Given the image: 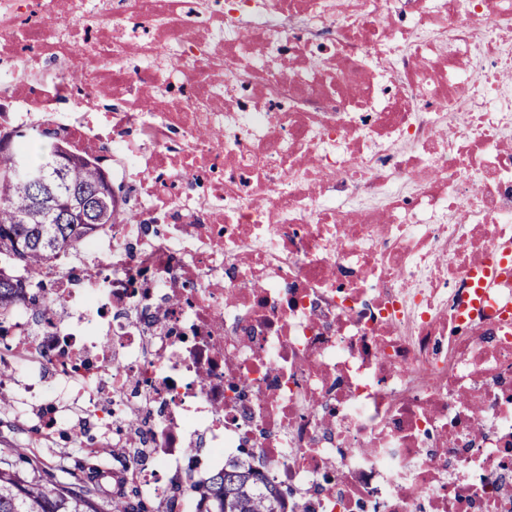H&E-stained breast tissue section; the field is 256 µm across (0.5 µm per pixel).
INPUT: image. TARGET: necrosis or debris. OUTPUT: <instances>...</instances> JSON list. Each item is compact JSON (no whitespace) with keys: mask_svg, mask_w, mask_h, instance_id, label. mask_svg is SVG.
Here are the masks:
<instances>
[{"mask_svg":"<svg viewBox=\"0 0 512 512\" xmlns=\"http://www.w3.org/2000/svg\"><path fill=\"white\" fill-rule=\"evenodd\" d=\"M510 34L512 0H0V133L135 190L41 271L50 323L0 316L20 415L55 395L164 512L242 448L288 512H512V281L472 305L512 252ZM509 253L510 252H506L496 257H490L482 264L479 271L481 273L479 279L480 285L505 278L511 272L512 255Z\"/></svg>","mask_w":512,"mask_h":512,"instance_id":"1","label":"necrosis or debris"}]
</instances>
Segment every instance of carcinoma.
Instances as JSON below:
<instances>
[{"instance_id":"carcinoma-1","label":"carcinoma","mask_w":512,"mask_h":512,"mask_svg":"<svg viewBox=\"0 0 512 512\" xmlns=\"http://www.w3.org/2000/svg\"><path fill=\"white\" fill-rule=\"evenodd\" d=\"M72 149L45 130L16 132L0 150V314L35 303L31 280L60 255L77 249L105 224L115 209L99 201L102 176L97 160L83 157L59 173L54 162ZM21 448L0 450V512H103L90 482L64 484L24 472L13 457ZM246 458L231 462L204 483L190 486L198 512H288V492L264 477ZM110 512H151L138 495L111 504Z\"/></svg>"}]
</instances>
